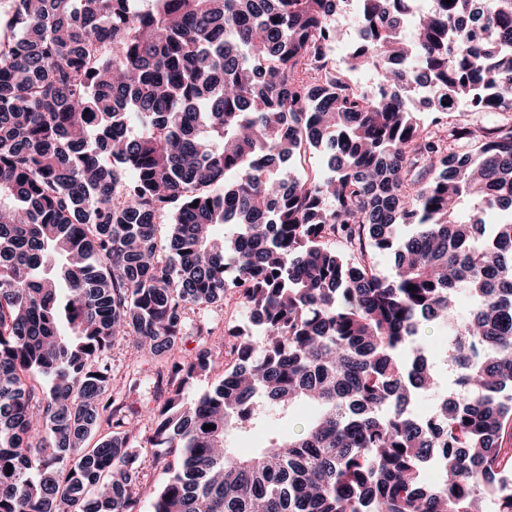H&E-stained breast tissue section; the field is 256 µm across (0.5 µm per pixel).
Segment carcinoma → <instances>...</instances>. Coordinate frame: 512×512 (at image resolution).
I'll return each mask as SVG.
<instances>
[{
    "label": "carcinoma",
    "mask_w": 512,
    "mask_h": 512,
    "mask_svg": "<svg viewBox=\"0 0 512 512\" xmlns=\"http://www.w3.org/2000/svg\"><path fill=\"white\" fill-rule=\"evenodd\" d=\"M337 3L8 0L0 512H481L512 479V0H431L409 40L408 0H356L341 66ZM461 103L498 119L449 123ZM229 292L249 320L191 398L210 351H175L211 328L188 312ZM118 337L171 359L135 403L110 391ZM299 406L300 430L226 446ZM143 447L167 460L157 487ZM348 13L352 14L351 22L343 24L338 22L345 31L346 39L338 43H333L330 46L333 53L336 54V58L339 59V62L348 57L354 51L360 37L359 25H355V9Z\"/></svg>",
    "instance_id": "obj_1"
}]
</instances>
